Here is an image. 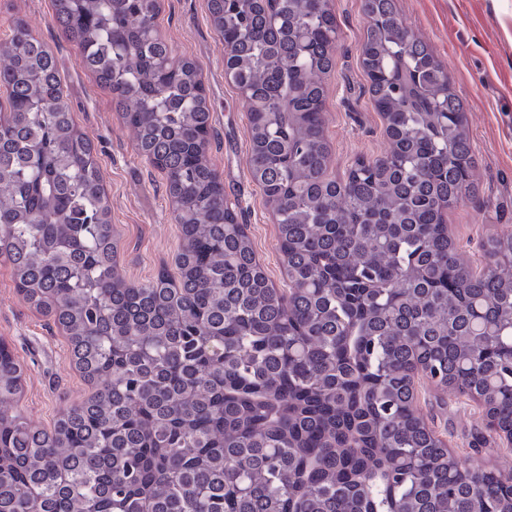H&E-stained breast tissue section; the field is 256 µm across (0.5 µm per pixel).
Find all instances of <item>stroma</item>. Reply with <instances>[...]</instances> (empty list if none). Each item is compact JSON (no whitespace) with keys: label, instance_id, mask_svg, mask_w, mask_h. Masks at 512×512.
Here are the masks:
<instances>
[{"label":"stroma","instance_id":"35a3bbf8","mask_svg":"<svg viewBox=\"0 0 512 512\" xmlns=\"http://www.w3.org/2000/svg\"><path fill=\"white\" fill-rule=\"evenodd\" d=\"M341 29L336 69L326 81L325 136L329 177L344 176L359 159L384 156L389 141L368 93L360 65L362 0H331ZM408 29L423 40L448 73L464 103L475 153V200L448 211L461 262L483 267L482 239L512 235V0H397ZM55 55L77 128L94 142L103 185L112 204V231L119 250L118 274L142 284L160 270L175 271L181 233L164 189L135 147L132 128L112 104V93L78 64L77 47L62 39L52 0H0V41L15 18ZM157 24L178 57L194 63L206 89L220 147L208 154L228 198L245 212L256 256L273 285L287 289L286 265L276 223L248 170L247 108L224 77V41L208 17L206 0H161ZM0 341L24 368L19 406L37 426L52 429L60 412L86 399L91 385L76 369L67 337L18 292L12 269L0 261ZM418 408L449 449L471 462L512 468L497 436L474 445L483 431L481 408L457 392L422 382Z\"/></svg>","mask_w":512,"mask_h":512}]
</instances>
